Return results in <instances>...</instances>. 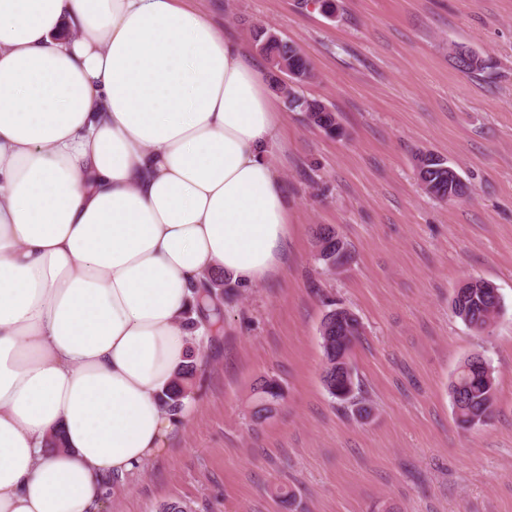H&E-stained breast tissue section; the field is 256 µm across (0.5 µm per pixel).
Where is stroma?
I'll list each match as a JSON object with an SVG mask.
<instances>
[{"mask_svg": "<svg viewBox=\"0 0 512 512\" xmlns=\"http://www.w3.org/2000/svg\"><path fill=\"white\" fill-rule=\"evenodd\" d=\"M191 0L217 30L255 48L252 24L296 42L316 78L303 94L335 111L343 134L273 103L288 191L287 265L239 286L224 330L201 346L197 409L167 456L126 480L103 512H512V0ZM466 46L483 68L460 70ZM445 158L469 196L421 188L418 152ZM328 224L350 259L318 261ZM492 282L502 308L478 334L455 317L456 288ZM363 334L350 354L369 419L321 383L319 325L329 304ZM496 378L486 424L458 425L449 383L470 355ZM278 379L285 398L260 425L252 387ZM284 485L292 507L273 495Z\"/></svg>", "mask_w": 512, "mask_h": 512, "instance_id": "35a3bbf8", "label": "stroma"}]
</instances>
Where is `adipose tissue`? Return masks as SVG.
<instances>
[{
	"label": "adipose tissue",
	"mask_w": 512,
	"mask_h": 512,
	"mask_svg": "<svg viewBox=\"0 0 512 512\" xmlns=\"http://www.w3.org/2000/svg\"><path fill=\"white\" fill-rule=\"evenodd\" d=\"M281 144L203 11L0 0V512H99L167 454L194 285L285 265Z\"/></svg>",
	"instance_id": "1"
}]
</instances>
